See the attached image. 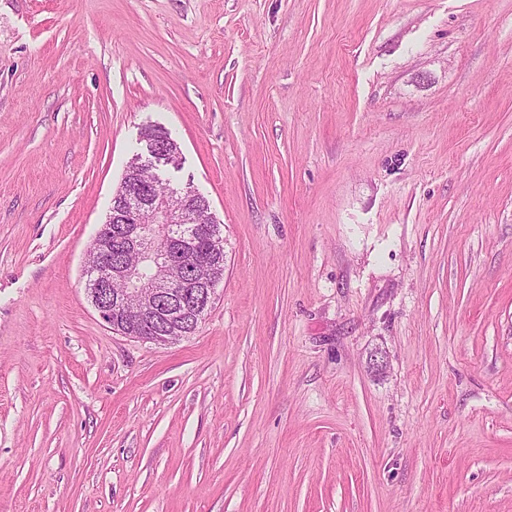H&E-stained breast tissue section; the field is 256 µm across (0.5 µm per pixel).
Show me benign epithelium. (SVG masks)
<instances>
[{
  "instance_id": "obj_1",
  "label": "benign epithelium",
  "mask_w": 512,
  "mask_h": 512,
  "mask_svg": "<svg viewBox=\"0 0 512 512\" xmlns=\"http://www.w3.org/2000/svg\"><path fill=\"white\" fill-rule=\"evenodd\" d=\"M126 205L112 212V223L101 227V257L98 264L86 267L92 279L86 281L87 292L99 317L110 327L120 319L129 297L141 306V320L150 335L140 337L144 342L166 345L175 343L196 330L215 299V285L224 267V236L220 227L209 234L211 258L198 262L185 279L171 282L170 267L178 260L171 246L181 249L190 246L195 225L208 224L203 215L185 223L180 211L165 201L140 190L125 193ZM117 233L123 248L141 254L137 266L112 262V233ZM121 280L124 293L111 295L113 279Z\"/></svg>"
}]
</instances>
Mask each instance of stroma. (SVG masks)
Masks as SVG:
<instances>
[{
    "mask_svg": "<svg viewBox=\"0 0 512 512\" xmlns=\"http://www.w3.org/2000/svg\"><path fill=\"white\" fill-rule=\"evenodd\" d=\"M148 125L168 345L82 275ZM0 512H512V0H0ZM154 139L169 154H180V146L171 132L161 126H147L141 131V139Z\"/></svg>",
    "mask_w": 512,
    "mask_h": 512,
    "instance_id": "obj_1",
    "label": "stroma"
}]
</instances>
